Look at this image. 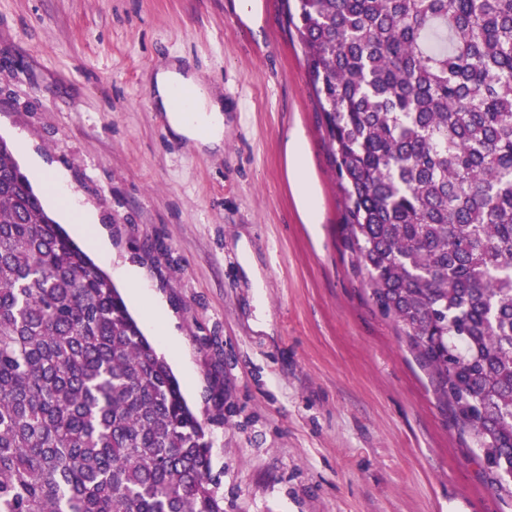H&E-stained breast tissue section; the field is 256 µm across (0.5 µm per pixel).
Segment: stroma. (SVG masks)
I'll use <instances>...</instances> for the list:
<instances>
[{
	"mask_svg": "<svg viewBox=\"0 0 512 512\" xmlns=\"http://www.w3.org/2000/svg\"><path fill=\"white\" fill-rule=\"evenodd\" d=\"M0 0V138L63 171L167 315L170 364L212 444L224 512H512L374 305L286 0ZM224 100V148L176 141L156 67ZM306 139L321 221L304 223L286 142ZM261 287H253L250 271Z\"/></svg>",
	"mask_w": 512,
	"mask_h": 512,
	"instance_id": "stroma-1",
	"label": "stroma"
}]
</instances>
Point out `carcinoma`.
Returning a JSON list of instances; mask_svg holds the SVG:
<instances>
[{
    "label": "carcinoma",
    "mask_w": 512,
    "mask_h": 512,
    "mask_svg": "<svg viewBox=\"0 0 512 512\" xmlns=\"http://www.w3.org/2000/svg\"><path fill=\"white\" fill-rule=\"evenodd\" d=\"M347 242L512 497V0H295ZM211 442L0 139V512H224Z\"/></svg>",
    "instance_id": "cac0c4a2"
}]
</instances>
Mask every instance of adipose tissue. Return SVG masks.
Wrapping results in <instances>:
<instances>
[{
	"instance_id": "obj_1",
	"label": "adipose tissue",
	"mask_w": 512,
	"mask_h": 512,
	"mask_svg": "<svg viewBox=\"0 0 512 512\" xmlns=\"http://www.w3.org/2000/svg\"><path fill=\"white\" fill-rule=\"evenodd\" d=\"M152 87L154 104L165 113L175 136L199 149H223L224 102L218 95L210 93L201 78L178 63L170 62L157 67ZM30 167L63 205L77 233H84L86 225L95 223V214L67 191L62 172L47 169L35 155L30 158ZM288 171L305 223H318L319 205L309 182L305 142L297 131L288 140Z\"/></svg>"
}]
</instances>
